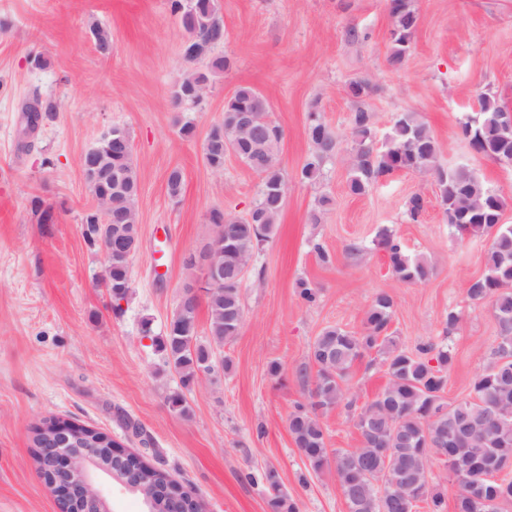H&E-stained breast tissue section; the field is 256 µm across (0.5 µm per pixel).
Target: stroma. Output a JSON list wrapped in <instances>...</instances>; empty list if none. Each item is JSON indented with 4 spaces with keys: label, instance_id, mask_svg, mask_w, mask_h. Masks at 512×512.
Masks as SVG:
<instances>
[{
    "label": "stroma",
    "instance_id": "35a3bbf8",
    "mask_svg": "<svg viewBox=\"0 0 512 512\" xmlns=\"http://www.w3.org/2000/svg\"><path fill=\"white\" fill-rule=\"evenodd\" d=\"M232 61L196 104H175V84L188 66L171 0H0V512H59L34 461L33 430L43 420L89 425L125 450L167 470L191 488L206 512H269L253 477L277 468L299 512H347L334 471L308 474L288 431L305 390L296 379L315 338L328 326L356 331L377 293L394 301L391 330L409 350L426 343L453 350L445 396H468L497 343L491 303H471L469 278L485 270V240L463 239L448 226L435 182L398 171L362 196L348 191L353 104L349 82L370 80L376 144L394 117L415 112L428 123L445 168L468 166L506 201L512 225V168L474 155L460 123L478 112V96L512 100V0H414L419 22L402 68L388 65L387 0H217ZM112 31L111 56L100 55L89 25ZM366 32L354 41L348 29ZM43 66H35L34 57ZM250 86L270 104L283 130L279 165L288 192L272 238L263 243L241 290L245 321L223 354L228 372L187 394L190 417L173 413L168 394L178 376L153 340L165 335L181 301L186 259L210 239L209 215L245 216L262 178L235 155L222 171L205 162L203 142L224 116V102ZM40 95L57 106L32 146L17 136L24 103ZM318 116L336 135V153L319 183L298 172L312 147L307 130ZM192 119L193 137L179 133ZM126 129L138 172L140 246L129 265L130 293L120 304L97 285L104 255L83 237L94 201L81 154L111 128ZM180 168L184 185L171 198L167 177ZM427 201L409 221L413 195ZM333 200L321 223L309 215L320 196ZM41 199L53 221H39ZM395 233L409 256L433 269L423 283L390 272L375 240ZM321 243L335 261L321 265ZM361 244L360 255L345 251ZM318 289L303 302L296 282ZM458 320L449 323V312ZM150 333H143V321ZM284 375L275 379L271 363ZM386 383L378 355L352 370L358 402Z\"/></svg>",
    "mask_w": 512,
    "mask_h": 512
}]
</instances>
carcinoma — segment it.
<instances>
[{
	"label": "carcinoma",
	"mask_w": 512,
	"mask_h": 512,
	"mask_svg": "<svg viewBox=\"0 0 512 512\" xmlns=\"http://www.w3.org/2000/svg\"><path fill=\"white\" fill-rule=\"evenodd\" d=\"M174 13L179 15L184 39L189 44L182 50L184 60L193 65L206 62V69H190L176 85L174 98L181 102H198V92L209 87L211 77L229 65L226 57L213 54L224 43V23L219 16L216 0H171ZM389 40L391 52L388 65L400 69L410 50L411 38L418 26V14L413 0H397L390 12ZM95 33L97 50L112 52V31L99 23L90 25ZM355 104L352 112L354 140L349 192L365 194L381 177L400 170H410L429 176L436 182L448 225L462 238L483 237L487 241L486 272L467 283V296L475 304L490 302L498 326V340L488 367L476 375L467 397L450 403L445 399L448 373L454 364L450 349L432 343L413 354L402 349L397 337L390 332L394 302L384 292L372 299L358 331L337 326L325 328L316 337L308 363L299 370L303 384L310 382L309 370L316 369L319 383L307 389L306 399L295 405L288 419L292 440L314 473L332 469L336 474L348 512H447V495L434 480L429 489L418 492L413 478L431 471L430 456L422 449L424 431L429 430L449 438L454 435L459 420L474 429L469 440H457L453 450L460 456L484 461L486 456H498L502 464L512 459V225L497 222L505 208L501 195L485 187L468 167L447 170L438 164L440 144L430 127L414 112H402L393 120L391 132L383 147L375 146L372 116L365 106L373 92L367 80L353 81L348 86ZM479 112L460 124L461 134L468 139L480 137L486 158L512 166V132H505L512 122V107L497 97L483 94ZM130 139L120 127L108 132L92 146L97 160L104 166L122 171L128 181L127 193L112 196V238L130 243L139 239L137 170L133 155L125 153L117 137ZM283 138L282 129L269 117V105L257 90L241 86L224 104L221 124L207 134L203 150L209 167L224 168V155L233 153L251 170L262 177V187L254 205L265 216L264 221L248 214L244 218L230 217L214 211L212 239L224 260V292L205 298L208 315V341L198 339V307L191 305L176 310L167 333L156 339L158 350L180 378L181 389L169 394L168 405L174 413L188 417L191 407L183 390L200 384L204 362L215 351L232 341L241 330L245 312L237 278V267L252 266L262 242L271 238L288 191V181L278 165L277 155ZM312 146L310 158L302 166L301 178L315 182L321 176L322 165L336 152V136L319 118L308 126ZM96 206L83 218L84 236L98 250L101 214L107 204L105 195L112 186L104 182L88 187ZM426 210V200L419 194L407 204V216L413 222ZM377 248L387 259L394 277L406 283L430 279L432 269L421 257H410L390 230L379 234ZM104 276L112 286L111 297L119 302L130 292L129 265L107 259ZM381 356L387 382L379 396L366 402L354 415L355 427L361 434L374 433L378 444L354 451L331 448L322 416L340 406L350 413L356 405L351 393L352 368L371 354ZM396 448L395 462L400 473L399 487H382L387 463L382 449ZM143 469L155 476L153 486L162 495L176 484L168 472ZM457 488V512H470L468 498L463 493L480 497L496 490L505 501H512V479L494 474V470L457 469L451 476ZM260 481L268 493L270 512H298V505L282 489L278 471L265 469Z\"/></svg>",
	"instance_id": "cac0c4a2"
}]
</instances>
